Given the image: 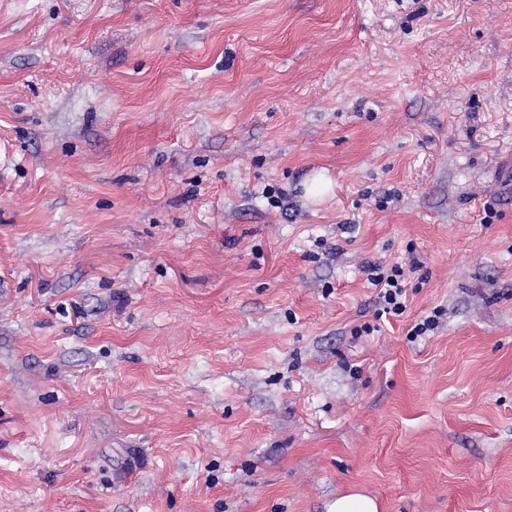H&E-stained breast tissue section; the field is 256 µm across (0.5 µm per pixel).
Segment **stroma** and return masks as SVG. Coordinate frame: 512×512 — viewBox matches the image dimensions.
Wrapping results in <instances>:
<instances>
[{
	"instance_id": "1",
	"label": "stroma",
	"mask_w": 512,
	"mask_h": 512,
	"mask_svg": "<svg viewBox=\"0 0 512 512\" xmlns=\"http://www.w3.org/2000/svg\"><path fill=\"white\" fill-rule=\"evenodd\" d=\"M350 492L512 512V0H0V512ZM364 271L368 274L369 283L379 288L378 298L384 305L383 312L402 315L406 309L405 274L402 266L396 263L386 269L379 263H369Z\"/></svg>"
}]
</instances>
